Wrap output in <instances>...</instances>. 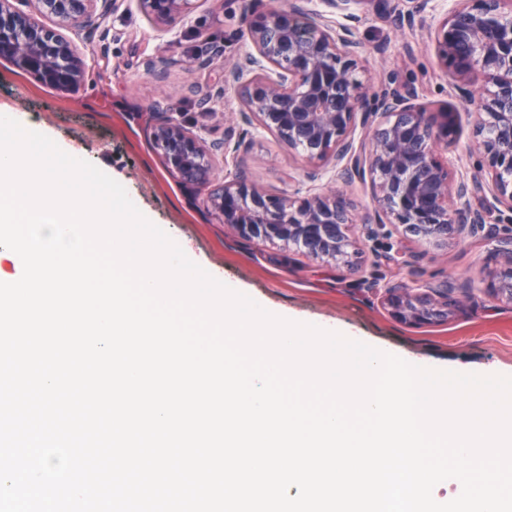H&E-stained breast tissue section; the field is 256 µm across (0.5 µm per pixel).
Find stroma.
<instances>
[{
  "mask_svg": "<svg viewBox=\"0 0 512 512\" xmlns=\"http://www.w3.org/2000/svg\"><path fill=\"white\" fill-rule=\"evenodd\" d=\"M288 0H196L175 21L148 19L137 0H123L99 29L68 37L91 67L77 90L63 92L0 58V110L93 165L104 166L137 208L164 230L194 262L275 315L311 325L345 327L375 348L403 353L442 370L512 376V303L486 289L512 237V211L485 215L474 232L445 243L405 245L398 228L378 224L371 184L342 176L334 163L319 180L306 177V159L260 124H253L234 158L224 142L239 138L231 112L240 107L231 67L249 46L240 36L251 12ZM453 0H379L362 5L355 24L365 51L363 75L373 86L387 80L413 88L428 111L456 113L448 149L452 179L471 176L478 160L468 151L480 113L463 104L431 39ZM413 10V26L397 29L398 12ZM158 104V115L146 107ZM184 124L209 149L215 177L242 178L271 196L305 198L332 187L359 216L353 229L360 251L350 266L313 260L292 247L231 235L206 201V191L186 186L166 167L153 142L157 116ZM469 294L465 312L427 325L393 319L383 304L387 285Z\"/></svg>",
  "mask_w": 512,
  "mask_h": 512,
  "instance_id": "1",
  "label": "stroma"
}]
</instances>
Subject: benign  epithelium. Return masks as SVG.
Masks as SVG:
<instances>
[{
  "instance_id": "obj_1",
  "label": "benign epithelium",
  "mask_w": 512,
  "mask_h": 512,
  "mask_svg": "<svg viewBox=\"0 0 512 512\" xmlns=\"http://www.w3.org/2000/svg\"><path fill=\"white\" fill-rule=\"evenodd\" d=\"M365 0H326L340 22L309 10L305 0L255 13L246 38L255 53L231 68L241 109L236 119L260 124L315 165L331 160L348 177H370L378 214L401 229L404 239L445 241L484 223L469 205L478 195L487 208L512 210V0H457L435 33L440 65L451 71L462 99L483 79L486 94L477 108L493 121V130H477L471 150L481 158L478 174L457 183L438 155L448 150L453 110L429 112L409 88L381 91L363 79L351 4ZM122 0H0V56L42 83L70 91L90 71L63 30L103 19ZM193 0H138L148 18L167 22L187 14ZM44 17L57 27L41 22ZM369 132L360 144L350 134L356 122ZM154 140L165 164L179 180L208 190L209 206L225 228L241 239L281 242L307 256L342 262L358 250L351 235L353 208L332 191L303 200L269 196L243 179L215 182L200 139L183 124L166 119ZM488 281L490 293L512 301V247ZM384 305L403 323L440 322L465 309V299L433 288L421 291L389 286Z\"/></svg>"
}]
</instances>
